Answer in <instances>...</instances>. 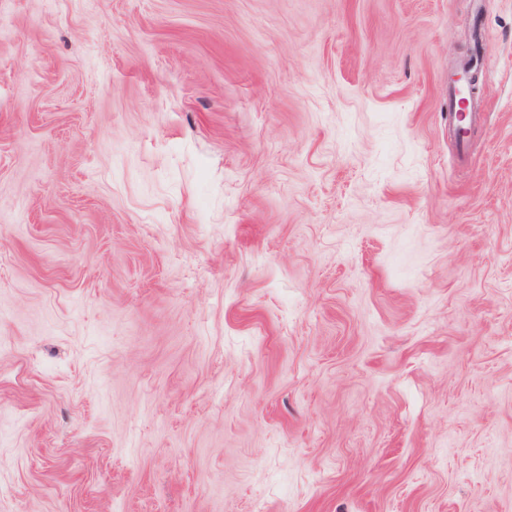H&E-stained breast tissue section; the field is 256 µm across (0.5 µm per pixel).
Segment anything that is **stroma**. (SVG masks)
Returning a JSON list of instances; mask_svg holds the SVG:
<instances>
[{"label":"stroma","instance_id":"obj_1","mask_svg":"<svg viewBox=\"0 0 512 512\" xmlns=\"http://www.w3.org/2000/svg\"><path fill=\"white\" fill-rule=\"evenodd\" d=\"M0 512H512V0H0Z\"/></svg>","mask_w":512,"mask_h":512}]
</instances>
